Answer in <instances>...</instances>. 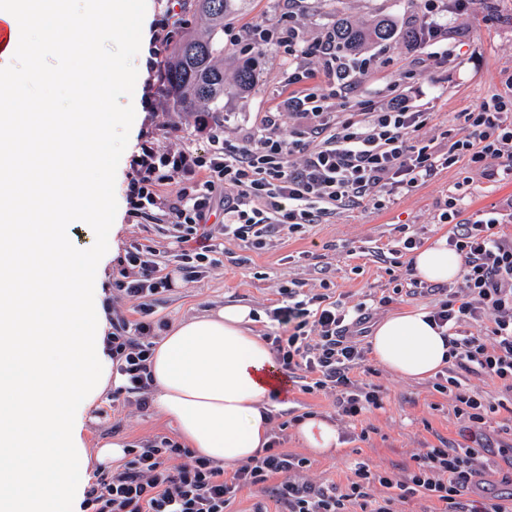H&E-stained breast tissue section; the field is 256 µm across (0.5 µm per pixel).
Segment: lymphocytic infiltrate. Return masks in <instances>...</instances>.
I'll use <instances>...</instances> for the list:
<instances>
[{
  "mask_svg": "<svg viewBox=\"0 0 512 512\" xmlns=\"http://www.w3.org/2000/svg\"><path fill=\"white\" fill-rule=\"evenodd\" d=\"M418 43L434 58L448 54V23L437 0H421ZM293 55L316 57L337 82L349 84L353 66L325 40L305 41L288 30ZM464 130L446 145L423 136L431 112L405 94L382 107L332 111L327 95L289 96L280 111L270 112L256 130L235 138L212 125L207 113L195 116L210 150L199 155L190 146L159 149L144 141L130 161L127 200L132 216L149 210L163 213L175 231L165 263L140 248L127 251L112 280L117 298L135 304L137 317L112 321V371L123 377L113 398H132L140 409L150 403L148 360L161 324L154 309L173 285L174 274L194 279L218 268L224 235L264 248L279 233L306 232L314 224L385 197L407 193L454 166L477 171L493 181L512 180V94H496L477 109L458 113ZM290 132H283L285 120ZM178 182L175 196L161 186ZM224 198V223L209 225L211 202ZM463 197L449 194L442 219L453 231L448 244L462 259L458 287L422 285L409 277L410 294L438 296L430 313L448 345L451 369L446 390L454 414L471 427L485 426L496 408L470 378L499 381L512 394V212L496 210L461 219ZM169 273H162V265ZM282 304L272 318L281 328L272 345L304 391L336 398L338 416L353 419L380 407L379 385L355 378L365 361L356 336L370 318L366 303L345 307L327 293H309L302 284L281 289ZM486 442L462 445L441 441L414 459L413 466L393 471L359 462L345 484L317 485L301 480L307 458L274 447L242 465L232 476L210 459L192 454L167 437L125 449V461L96 472V482L82 502L83 512H230L237 492L246 486L281 481L271 493L283 512H401L411 499L431 503L432 512H512V495L471 497L469 486L484 472Z\"/></svg>",
  "mask_w": 512,
  "mask_h": 512,
  "instance_id": "obj_1",
  "label": "lymphocytic infiltrate"
}]
</instances>
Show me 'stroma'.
I'll return each instance as SVG.
<instances>
[{"mask_svg": "<svg viewBox=\"0 0 512 512\" xmlns=\"http://www.w3.org/2000/svg\"><path fill=\"white\" fill-rule=\"evenodd\" d=\"M441 6L448 12V45L453 50L447 60H434L427 48L399 36L368 48V68L353 72L350 86L343 87L318 59L289 55L287 47L271 43L257 63L255 90L225 98L223 111L211 113L210 119L239 136L260 127L265 114L276 111L285 97L314 88L329 94L340 112L351 103L381 104L403 92L433 112L428 135L459 130L458 113L503 93L504 81L512 75V0H469L465 5L441 0ZM287 12L293 13L311 41L320 39L340 15L356 23L389 17L402 29L416 26L421 16L417 0H244L241 9L224 21L225 76H232L234 60L248 56L240 35L257 24L271 27ZM150 48V40H142L134 59L138 71L131 98L134 127L142 135L164 129V136L157 140L159 146L187 144L207 152L205 136L194 128V113L162 106L153 112L143 110L145 95H153L161 103L169 98L147 67ZM294 73L300 80L292 84L288 77ZM457 190L464 195L463 215L467 218L512 201V182L490 181L457 167L444 169L412 191L390 197L383 208L362 204L327 223L314 225L307 233L273 238L261 250L250 249L238 240H225L223 267L193 281L178 280L173 291L156 305L154 317L172 324L209 308L243 303L259 314V335H273L278 326L269 313L282 303L281 286L291 281L312 293L329 288L350 307L372 301L371 319L375 322L407 309L432 310L434 297L393 296L396 282L384 257L399 248L402 236L425 243L450 234V224L442 222L440 215L448 195ZM122 222L124 229L108 274L116 273L131 247H150L160 257L170 250L172 227L160 212L138 218L126 216ZM400 224L407 225L406 234L397 232ZM388 295L392 303L379 304V297ZM366 365L368 372L363 379L380 385L383 401L381 408L364 412L358 420L338 418L334 395L304 392L294 378L289 381L286 397L279 401L278 413L321 414L335 419L340 430L342 448L326 457L310 455L293 429L277 434L281 450L309 457L310 467L304 476L314 483L344 482L350 467L359 462L374 469L403 468L439 439L461 443L468 439L466 422L456 418L450 397L435 391L433 379L404 380L374 360H367ZM99 407L88 423L90 450L110 442L128 444L176 435L171 422L156 409L142 411L132 401L116 404L108 396L102 398Z\"/></svg>", "mask_w": 512, "mask_h": 512, "instance_id": "stroma-1", "label": "stroma"}]
</instances>
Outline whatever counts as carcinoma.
Returning a JSON list of instances; mask_svg holds the SVG:
<instances>
[{"mask_svg": "<svg viewBox=\"0 0 512 512\" xmlns=\"http://www.w3.org/2000/svg\"><path fill=\"white\" fill-rule=\"evenodd\" d=\"M236 0H194V11L210 24V33L203 39L188 37L170 52L166 77L177 109L194 112L201 105L224 111V96H235L253 89L256 81V60L265 48L259 45L253 55L237 66L235 80L224 83V18L234 13ZM336 39V52L354 55L368 44H381L397 35V25L390 18H381L368 27H357L345 19L336 21L331 29Z\"/></svg>", "mask_w": 512, "mask_h": 512, "instance_id": "carcinoma-1", "label": "carcinoma"}]
</instances>
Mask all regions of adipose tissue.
Listing matches in <instances>:
<instances>
[{
	"label": "adipose tissue",
	"instance_id": "1",
	"mask_svg": "<svg viewBox=\"0 0 512 512\" xmlns=\"http://www.w3.org/2000/svg\"><path fill=\"white\" fill-rule=\"evenodd\" d=\"M413 266L429 283H448L461 273V260L444 237L416 249ZM255 322V312L243 304L206 311L170 327L148 361L158 411L175 422L187 448L228 469L268 448L272 401L288 389L269 342L252 330ZM369 344L373 359L403 379H427L448 363L439 330L420 309L380 320ZM294 432L319 455L342 446L335 423L318 414L301 418Z\"/></svg>",
	"mask_w": 512,
	"mask_h": 512
}]
</instances>
